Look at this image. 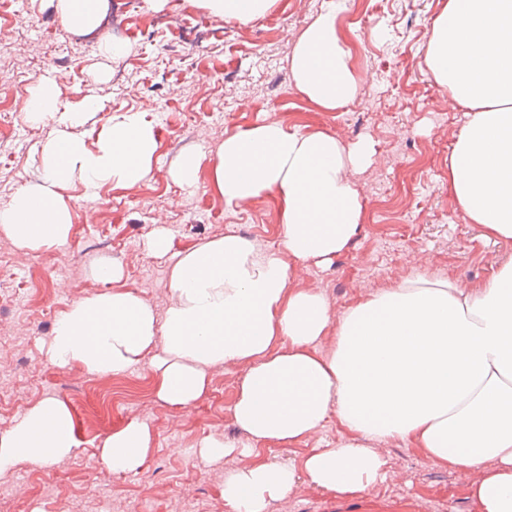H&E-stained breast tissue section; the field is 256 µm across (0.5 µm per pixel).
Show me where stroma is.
Returning a JSON list of instances; mask_svg holds the SVG:
<instances>
[{
	"mask_svg": "<svg viewBox=\"0 0 512 512\" xmlns=\"http://www.w3.org/2000/svg\"><path fill=\"white\" fill-rule=\"evenodd\" d=\"M135 3L157 25L141 31L109 7L106 19L129 46L111 62L98 55L97 38L67 31L48 0H0V22L12 26L23 59L12 78L0 80V97L29 95L40 77L60 72L67 76L60 109L85 96L103 105L75 130L88 147H95L96 130L111 112L146 113L158 143L155 176L147 183L106 184L92 194L77 182L64 187L72 212L64 245L27 254L0 236V434L42 400L57 398L70 407L79 442L51 466L22 463L1 472L0 512H229L224 473L250 458L238 452L204 458L198 445L206 438L246 444L231 412L238 368L210 371L200 401L175 409L155 399L149 363L120 376H97L58 368L45 355L55 317L100 289L83 252L119 266L120 287L161 315L171 300L170 259L147 252L155 229L167 230L176 252L227 232L277 244L275 196L226 205L206 167L195 186L180 187L170 172L185 153L215 156L225 137L269 119L330 133L348 146L373 142L372 163L355 175L365 209L361 230L332 263L298 268L299 280L319 289L337 313L420 268L476 283L512 256V240L482 239L448 196V153L467 110L434 83L424 64L433 21L446 0H371L362 15L354 14L351 0H278L269 14L245 26L221 23L195 0H167L159 10L146 0ZM329 8L359 79L356 98L333 112L304 98L290 70L297 35ZM95 69L104 73L97 83L89 78ZM200 84L207 85V96H196ZM0 121L17 128L0 145L1 208L20 187L39 182L40 150L56 127L13 112L0 114ZM90 205L99 212L98 223L82 221ZM133 419L150 425L152 446L141 466L117 474L100 464L98 450ZM343 436L332 420L307 442L261 446L256 453L259 460L298 468L312 449L332 447ZM383 455L385 479L361 494L321 491L301 476L269 512H476L458 472L413 442H394Z\"/></svg>",
	"mask_w": 512,
	"mask_h": 512,
	"instance_id": "35a3bbf8",
	"label": "stroma"
}]
</instances>
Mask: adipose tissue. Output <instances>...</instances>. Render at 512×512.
Returning <instances> with one entry per match:
<instances>
[{
    "mask_svg": "<svg viewBox=\"0 0 512 512\" xmlns=\"http://www.w3.org/2000/svg\"><path fill=\"white\" fill-rule=\"evenodd\" d=\"M51 2L74 32L98 29L107 9V0ZM201 3L224 22L247 25L275 0ZM424 63L451 100L469 110L448 155V194L484 237L511 240L512 0H447ZM291 71L298 92L324 110L356 97L359 81L335 11L318 14L298 36ZM63 79L41 78L23 108L31 121L57 127L42 149V179L0 208V231L29 252L66 243V183L134 187L154 173L157 140L144 113L108 117L96 149H88L72 130L101 105L87 96L60 110ZM374 154L370 142L348 147L329 133L271 119L225 138L215 158L184 155L171 173L180 185L194 186L207 164L225 204L275 195L280 244L227 233L174 254L166 231H158L147 250L172 257L164 316L118 288L119 269L105 264L94 270L101 291L75 301L56 321L46 351L51 363L116 376L152 353L156 397L172 407L204 396L207 369L239 367L232 417L249 438L246 453L304 442L336 419L346 439L313 449L302 470L257 461L227 472L230 512H267L301 472L318 489L364 491L383 475V447L406 439L464 474L477 512H512V259L474 284L418 271L338 314L292 273L296 264L332 260L356 236L364 204L352 175ZM152 440L147 424L131 420L106 438L100 461L115 473L135 469ZM76 446L70 408L48 398L0 435V471L48 466Z\"/></svg>",
    "mask_w": 512,
    "mask_h": 512,
    "instance_id": "ef3b65f1",
    "label": "adipose tissue"
}]
</instances>
